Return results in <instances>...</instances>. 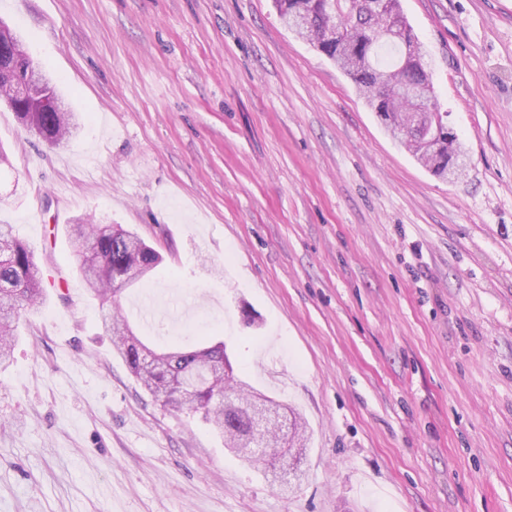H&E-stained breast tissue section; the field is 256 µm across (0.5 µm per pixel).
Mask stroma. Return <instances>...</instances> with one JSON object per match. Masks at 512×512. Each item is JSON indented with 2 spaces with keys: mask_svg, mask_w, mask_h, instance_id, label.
<instances>
[{
  "mask_svg": "<svg viewBox=\"0 0 512 512\" xmlns=\"http://www.w3.org/2000/svg\"><path fill=\"white\" fill-rule=\"evenodd\" d=\"M469 162L433 177L274 0H0L83 124L0 105V222L45 295L0 367V512H512V0H401ZM163 257L136 335L224 339L305 418L289 489L152 401L69 239ZM1 99L6 100V106L15 113L22 126L52 145L68 140L81 128L77 113L49 112L51 109H61V105L45 95L35 99L31 112H15V108H21V101L14 99L10 90L0 89V102Z\"/></svg>",
  "mask_w": 512,
  "mask_h": 512,
  "instance_id": "1",
  "label": "stroma"
}]
</instances>
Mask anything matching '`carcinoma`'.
Returning a JSON list of instances; mask_svg holds the SVG:
<instances>
[{"instance_id":"1","label":"carcinoma","mask_w":512,"mask_h":512,"mask_svg":"<svg viewBox=\"0 0 512 512\" xmlns=\"http://www.w3.org/2000/svg\"><path fill=\"white\" fill-rule=\"evenodd\" d=\"M288 29L307 40L336 63L352 80L358 93L391 136L404 146L432 175L448 178V164L463 147L458 134L440 152L425 148L427 136L448 137V113L440 111L435 95L428 96L429 108L438 113V125L421 132L406 129L404 113L410 106L402 94L405 85L433 89L418 36L404 16L400 0H275ZM27 130L44 141L58 145L81 128L75 112H18ZM80 273L91 295L108 307L102 325L111 334L116 353L153 400L178 410L199 413L224 438V447L245 440L255 442L250 459L255 465H298L307 448V426L300 413L290 408L282 421L290 447H285L278 429L256 428L249 415L225 405L240 402L254 393L253 387L232 375H224L227 346L207 339L196 348L157 351L137 338L119 310L118 296L139 281L134 270L153 271L159 255L135 233L119 225L85 221L73 225ZM40 268L34 251L0 224V364L12 351L14 331L41 298Z\"/></svg>"}]
</instances>
